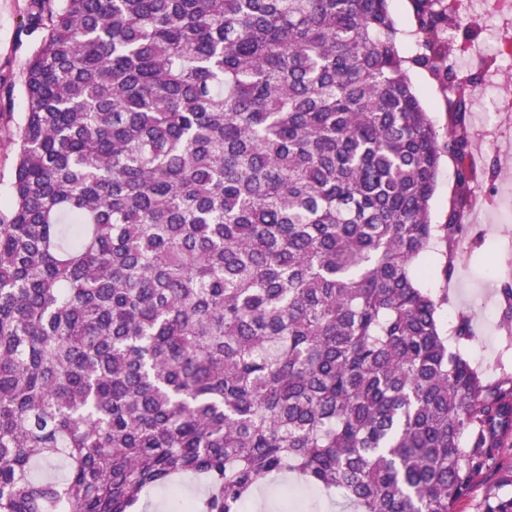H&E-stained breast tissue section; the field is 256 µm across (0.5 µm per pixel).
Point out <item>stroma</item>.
<instances>
[{
  "label": "stroma",
  "mask_w": 512,
  "mask_h": 512,
  "mask_svg": "<svg viewBox=\"0 0 512 512\" xmlns=\"http://www.w3.org/2000/svg\"><path fill=\"white\" fill-rule=\"evenodd\" d=\"M28 0H0V215L13 202L11 183L17 160L16 127L25 101L23 73L37 37L23 27ZM421 104L437 128L448 123L445 97L432 76L423 69L409 71ZM472 120L473 145L479 161L494 166L493 176L480 180L468 207V235L459 249L467 253L450 280L440 273L442 244H435L425 259L430 273L423 285L447 288L448 302L439 313L441 322L452 325L457 313L471 317L472 338L464 355L487 379L502 370H512V350H505L501 327L503 309L499 288L512 276V119L491 118V94L481 90ZM512 483V447L504 449L502 463L493 473L483 475L459 505V512H480L489 491ZM245 512H354L353 505L335 492L320 491L298 484L295 477L270 479L247 503Z\"/></svg>",
  "instance_id": "35a3bbf8"
}]
</instances>
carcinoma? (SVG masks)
I'll return each mask as SVG.
<instances>
[{
  "instance_id": "carcinoma-1",
  "label": "carcinoma",
  "mask_w": 512,
  "mask_h": 512,
  "mask_svg": "<svg viewBox=\"0 0 512 512\" xmlns=\"http://www.w3.org/2000/svg\"><path fill=\"white\" fill-rule=\"evenodd\" d=\"M410 2L408 57L389 0H29L0 512H139L157 487L172 512H244L288 472L355 512H457L499 467L512 372L464 356L470 317L444 330L419 263L438 241L451 277L466 230L481 73L455 58L482 28ZM411 65L446 93L442 133ZM454 170V162L448 159L447 156L443 157L437 176L435 191L430 201L432 219L435 224H441L446 217L449 200L453 191Z\"/></svg>"
}]
</instances>
